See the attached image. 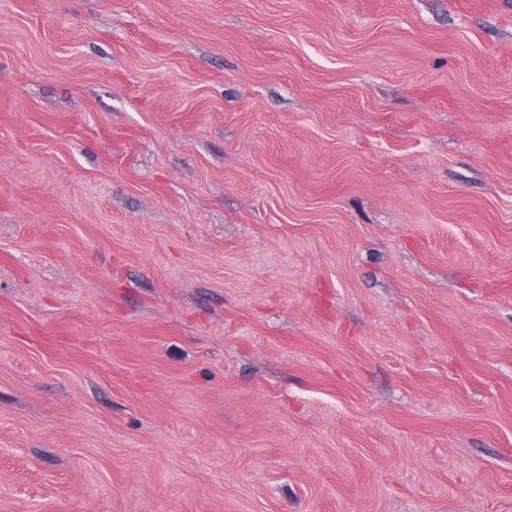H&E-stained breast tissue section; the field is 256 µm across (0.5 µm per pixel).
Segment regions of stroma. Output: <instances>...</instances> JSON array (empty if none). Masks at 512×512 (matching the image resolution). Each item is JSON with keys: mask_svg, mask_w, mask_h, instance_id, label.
I'll use <instances>...</instances> for the list:
<instances>
[{"mask_svg": "<svg viewBox=\"0 0 512 512\" xmlns=\"http://www.w3.org/2000/svg\"><path fill=\"white\" fill-rule=\"evenodd\" d=\"M0 512H512V0H0Z\"/></svg>", "mask_w": 512, "mask_h": 512, "instance_id": "1", "label": "stroma"}]
</instances>
